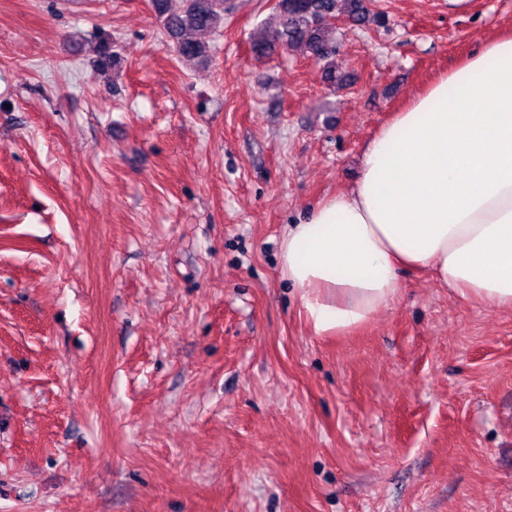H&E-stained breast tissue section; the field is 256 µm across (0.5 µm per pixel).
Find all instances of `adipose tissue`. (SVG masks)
Here are the masks:
<instances>
[{
  "label": "adipose tissue",
  "instance_id": "1",
  "mask_svg": "<svg viewBox=\"0 0 512 512\" xmlns=\"http://www.w3.org/2000/svg\"><path fill=\"white\" fill-rule=\"evenodd\" d=\"M279 257L317 336L368 322L408 271L512 308V35L486 42L381 126L357 180L285 226Z\"/></svg>",
  "mask_w": 512,
  "mask_h": 512
}]
</instances>
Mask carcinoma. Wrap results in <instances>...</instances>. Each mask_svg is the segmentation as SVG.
Masks as SVG:
<instances>
[{"instance_id": "cac0c4a2", "label": "carcinoma", "mask_w": 512, "mask_h": 512, "mask_svg": "<svg viewBox=\"0 0 512 512\" xmlns=\"http://www.w3.org/2000/svg\"><path fill=\"white\" fill-rule=\"evenodd\" d=\"M154 8L164 30L176 38L175 52L188 59L203 57L206 43L194 35L217 32L224 22V0H185L183 9L172 12L168 0H154ZM275 11L279 28L272 38L252 44L257 57L279 45L290 52H301L326 62L322 79L336 83V42L330 37L326 16L336 13L361 22L364 20L362 0H277Z\"/></svg>"}]
</instances>
